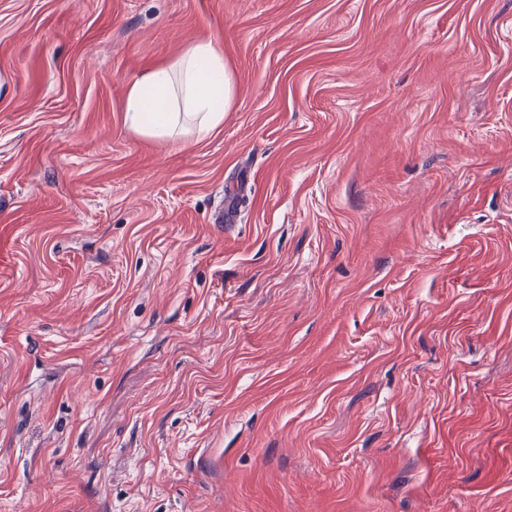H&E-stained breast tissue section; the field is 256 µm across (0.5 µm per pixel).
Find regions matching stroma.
<instances>
[{"label": "stroma", "instance_id": "1", "mask_svg": "<svg viewBox=\"0 0 512 512\" xmlns=\"http://www.w3.org/2000/svg\"><path fill=\"white\" fill-rule=\"evenodd\" d=\"M0 512H512V0H0ZM234 96L224 53L212 40L197 42L168 66L147 70L130 87L125 124L150 138L185 134L208 138L224 124Z\"/></svg>", "mask_w": 512, "mask_h": 512}]
</instances>
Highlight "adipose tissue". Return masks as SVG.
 Masks as SVG:
<instances>
[{
    "instance_id": "ef3b65f1",
    "label": "adipose tissue",
    "mask_w": 512,
    "mask_h": 512,
    "mask_svg": "<svg viewBox=\"0 0 512 512\" xmlns=\"http://www.w3.org/2000/svg\"><path fill=\"white\" fill-rule=\"evenodd\" d=\"M233 96L222 49L203 40L172 64L147 70L131 85L125 124L150 138L169 140L190 134L201 141L223 124Z\"/></svg>"
}]
</instances>
